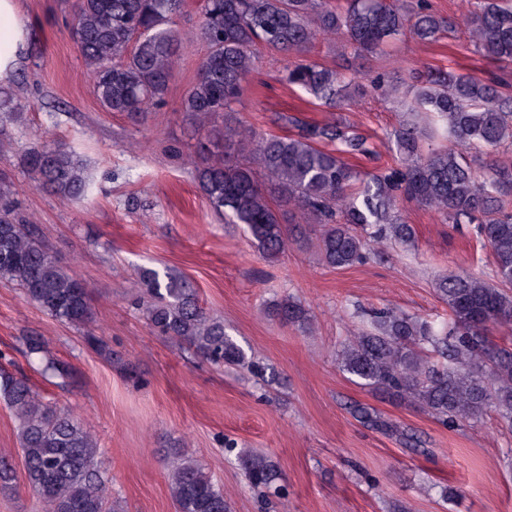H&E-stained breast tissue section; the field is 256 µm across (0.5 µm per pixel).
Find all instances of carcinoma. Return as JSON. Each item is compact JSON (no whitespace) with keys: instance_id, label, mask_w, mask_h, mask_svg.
Masks as SVG:
<instances>
[{"instance_id":"obj_1","label":"carcinoma","mask_w":512,"mask_h":512,"mask_svg":"<svg viewBox=\"0 0 512 512\" xmlns=\"http://www.w3.org/2000/svg\"><path fill=\"white\" fill-rule=\"evenodd\" d=\"M183 6L184 0H77L70 33L106 111L139 122L164 101L183 41L174 21ZM201 13L199 35L208 54L182 106L199 126H211L195 175L211 210L227 224L245 225L269 259L288 243L280 210H297L306 223L319 225L318 250L332 268L361 264L384 242L411 241L413 229L397 208L401 197L448 224L474 225L476 238L492 251L494 282L473 272L437 279L451 326L437 330L402 312H376L369 329L341 351L340 365L362 386L421 404L446 427L488 409L512 426V349L487 336L493 324H512V158L500 154L512 149V95L491 77L425 66L406 85L385 72L344 75L309 57L331 35L369 56L401 35L431 44L447 30H460L486 59L511 62L512 0H456V16L448 19L429 0H202ZM262 49L295 55L284 80L330 108L361 106L368 87L385 97H410L413 118L388 136L395 166L373 175L347 163L346 155L374 154L369 138L347 122L285 116L297 128L289 136H262L240 122L232 105ZM473 148L488 157L479 168L466 157ZM25 161L63 200L91 193L84 163L62 144L36 145ZM0 278L55 320L86 330V342L104 351L90 330L91 298L82 280L7 208L0 209ZM139 278L148 295L142 307L159 335L189 342L216 364L245 363L224 323L208 316L178 278L168 273L162 282L152 269L139 271ZM273 310L285 324L309 323L308 310L294 299ZM22 342L45 380L69 378L70 366L51 354L44 337ZM428 346L441 364L431 361ZM0 399L17 420L26 482L45 512H112V476L101 470L99 448L81 420L43 402L28 377L3 368ZM354 414L372 429L420 443L367 407H355ZM240 461L256 489L268 491L278 479L266 456L244 454ZM169 478L177 512H228L224 490L178 450L169 456Z\"/></svg>"}]
</instances>
